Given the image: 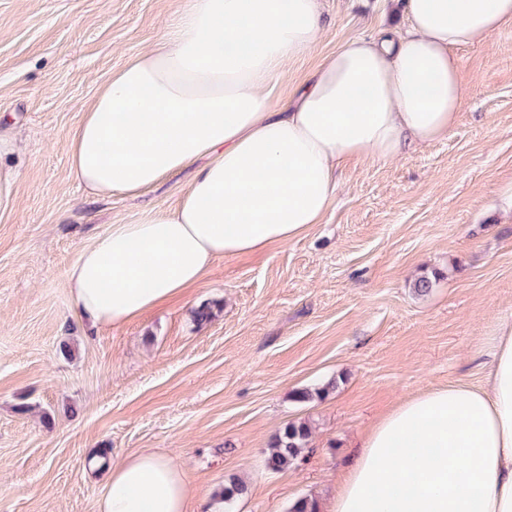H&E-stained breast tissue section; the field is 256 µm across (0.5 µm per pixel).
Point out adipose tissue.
<instances>
[{
    "mask_svg": "<svg viewBox=\"0 0 512 512\" xmlns=\"http://www.w3.org/2000/svg\"><path fill=\"white\" fill-rule=\"evenodd\" d=\"M410 25L345 41L282 103L269 86L325 34L317 0H185L174 28L112 71L70 143L93 196L141 194L191 170L178 205L115 224L66 277L91 328L138 319L219 257L322 223L352 158H400L447 137L466 98L458 48L512 26V0H404ZM479 385L399 402L362 437L327 512H512V321ZM96 512H187L183 469L154 451L92 458Z\"/></svg>",
    "mask_w": 512,
    "mask_h": 512,
    "instance_id": "adipose-tissue-1",
    "label": "adipose tissue"
}]
</instances>
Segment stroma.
I'll list each match as a JSON object with an SVG mask.
<instances>
[{
  "mask_svg": "<svg viewBox=\"0 0 512 512\" xmlns=\"http://www.w3.org/2000/svg\"><path fill=\"white\" fill-rule=\"evenodd\" d=\"M183 0H0V512H95L91 452L150 449L185 471L191 512H288L326 504L362 435L404 398L480 384L479 350L512 321V27L459 49L467 96L448 136L402 158L342 169L323 223L264 250L216 259L180 300L89 331L67 270L112 224L177 205L181 173L138 197L94 199L69 142L112 70L151 45ZM323 41L271 86L287 98L343 41L406 25L401 0H319ZM435 276L417 294L415 279ZM213 304L200 323L193 311ZM73 358L59 352L61 343ZM336 387L310 402L296 390ZM308 421L303 459L265 450ZM246 497L224 502V482ZM312 437V428L305 421L289 422L277 433L268 446L266 468L279 472L302 458Z\"/></svg>",
  "mask_w": 512,
  "mask_h": 512,
  "instance_id": "obj_1",
  "label": "stroma"
}]
</instances>
